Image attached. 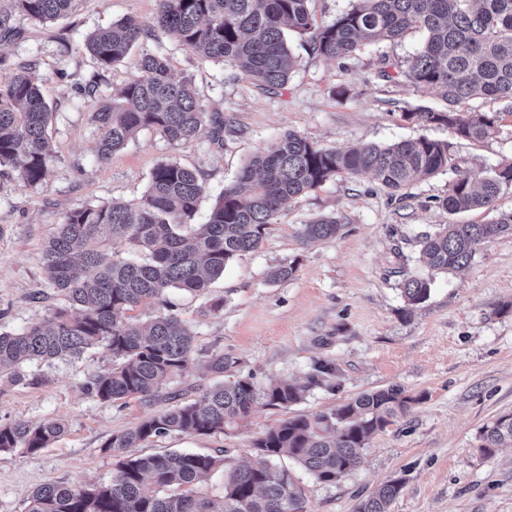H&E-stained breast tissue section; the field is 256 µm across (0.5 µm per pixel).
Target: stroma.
Returning a JSON list of instances; mask_svg holds the SVG:
<instances>
[{"label":"stroma","mask_w":512,"mask_h":512,"mask_svg":"<svg viewBox=\"0 0 512 512\" xmlns=\"http://www.w3.org/2000/svg\"><path fill=\"white\" fill-rule=\"evenodd\" d=\"M158 11L159 0H76L72 12L54 21L14 17L23 37L0 46V83L21 67L34 68L51 112L56 158L37 187L0 171V332L43 322L65 306L47 279L43 251L66 215L139 199L162 163L200 173L205 191L194 221L202 224L242 167L285 133L339 151L420 136L445 142L451 170L398 193L371 174L343 172L294 199L268 226L260 247L212 282L211 294L224 299L222 311L205 312V297L170 293L200 357L220 349L233 358L234 373L251 376L257 387L289 380L308 391L287 411L256 408L225 434H171L135 453L213 454L223 448L232 467L252 459L254 441L287 416L325 412L395 385L416 402L372 436L354 471L327 484L294 468L308 512H355L361 499L391 479L403 488L390 512H512V447L481 449L485 427L512 414V236L478 245L466 268L437 275L429 299L413 313H406L399 290L402 273L422 269L417 238L449 219L439 204L449 181L459 174L477 181L512 161V114H504V102L476 98L465 104L468 112L504 115L496 133L478 141L419 120L415 109L442 110V99L403 79H384L379 59L406 65L425 40L420 31L335 60L289 36L294 68L287 84L266 91L237 68L202 58L155 29L138 50L163 54L175 78L193 76L205 110L223 117L224 131L214 136L208 124L177 145L144 129L110 159H99L90 119L94 103L81 89L92 84L98 95L109 96L138 70L131 56L99 73L84 40L124 18L152 25ZM322 217L336 218V237L305 242L303 225ZM290 261L298 265L295 276L270 282L269 271ZM323 363L328 372H319ZM111 368V355L96 348L24 365L26 382L0 385V424H65L63 435L37 453L0 451V512H23L45 483L111 482L115 462L104 443L164 408L87 393L88 380Z\"/></svg>","instance_id":"obj_1"}]
</instances>
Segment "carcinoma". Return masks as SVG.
Instances as JSON below:
<instances>
[{"mask_svg": "<svg viewBox=\"0 0 512 512\" xmlns=\"http://www.w3.org/2000/svg\"><path fill=\"white\" fill-rule=\"evenodd\" d=\"M75 2L0 0V44L14 35L15 12L46 22L70 12ZM309 2L160 0L156 23L182 46L239 67L269 91L284 86L294 66L289 30L307 36L312 52L339 59L362 43L395 41L420 29L426 32L425 42L400 74L418 91L439 92L447 104L445 112L419 113L422 120L444 123L478 140L495 130L500 113L458 112L456 106L484 97L505 102V111L512 114V0H355L351 9L321 27L313 23ZM151 32L152 26L134 19L117 21L90 33L84 49L106 71ZM136 67V79L112 97L96 100L92 119L103 160L143 129L180 144L193 139L205 123L191 77L173 79L159 53L141 54ZM48 118L35 73L22 71L0 83V167L11 168L29 186L43 183L55 158ZM448 165V145L424 136L342 153L288 133L254 156L216 198L207 222L195 224L203 182L176 162L161 164L138 202L80 207L66 215L43 259L49 281L67 305L20 332L0 333V381L20 384L27 363L79 357L101 347L112 356V369L90 378L91 395L103 401L158 400L163 386L194 359V333L175 313L144 325L130 311L152 303L169 309L174 289L207 294L227 266L260 247L266 228L290 201L341 172H368L397 191ZM508 189L512 163L496 167L477 184L467 176L456 178L439 204L450 216L488 209ZM339 229L335 219L325 217L304 225V236L323 240ZM505 235H512V211L485 224L450 220L420 237V260L437 273L459 271L470 264L477 244ZM116 238L125 239L131 252L112 251ZM433 283L429 275L403 278L406 306L424 303ZM204 363L216 381L199 399L162 410L104 444L116 457L111 483L86 489L44 484L24 512H307L281 458L292 459L322 483H334L359 466L372 435L415 402L401 388L389 386L328 412L288 417L255 441V461L224 472V494L212 498L195 491V485L223 468L224 452L130 458L125 450L171 433L222 434L259 405L283 410L297 405L304 388L289 382L259 388L249 376L231 378L226 372L234 362L222 350L210 351ZM64 430L60 420L1 424L0 451L35 453ZM506 445L512 446V414L483 431L484 452ZM401 490V481H387L358 504L357 512H390Z\"/></svg>", "mask_w": 512, "mask_h": 512, "instance_id": "cac0c4a2", "label": "carcinoma"}]
</instances>
